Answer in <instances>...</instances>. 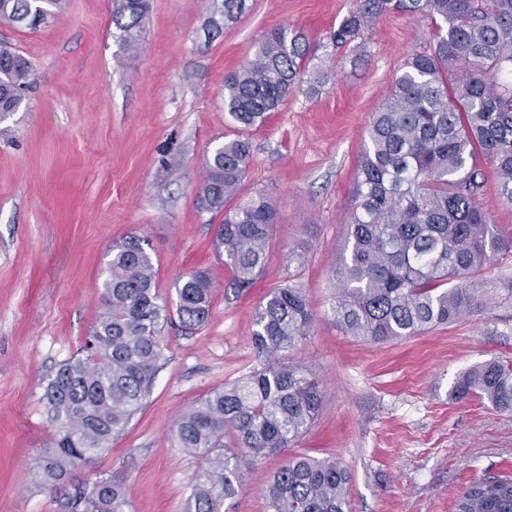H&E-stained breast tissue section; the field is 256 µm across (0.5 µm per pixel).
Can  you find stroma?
<instances>
[{"label":"stroma","instance_id":"1","mask_svg":"<svg viewBox=\"0 0 512 512\" xmlns=\"http://www.w3.org/2000/svg\"><path fill=\"white\" fill-rule=\"evenodd\" d=\"M249 3L215 36L211 0H150L133 54L112 35L113 0H67L34 30L0 21V45L33 69L19 111L0 119V512H66L67 498L103 475L124 485L127 512H185L204 456L178 445L177 417L253 363L254 311L284 285L312 307L291 359L321 390L293 451L347 468L351 512H456L462 485L512 477V413L452 394L472 366L512 361V304L380 343L346 335L332 312L366 127L406 56L429 47L430 20L381 15L330 58L321 46L354 0ZM280 26L317 46L311 65L327 79L315 95L296 88L245 132L252 160L240 196L265 192L277 212L264 271L242 291L214 249L219 220L196 195L214 147L234 132L224 77ZM134 236L149 242L169 306L178 279L209 272V322L192 334L165 325L164 357L126 432L63 484L37 486L32 469L51 442L42 381L79 355L103 308L112 247ZM284 460L247 469L233 512H269L264 489Z\"/></svg>","mask_w":512,"mask_h":512}]
</instances>
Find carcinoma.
Masks as SVG:
<instances>
[{"mask_svg": "<svg viewBox=\"0 0 512 512\" xmlns=\"http://www.w3.org/2000/svg\"><path fill=\"white\" fill-rule=\"evenodd\" d=\"M220 3L217 33L238 21L246 0ZM66 0H0V20L35 29ZM149 0H115L114 37L124 52L141 45ZM387 12L436 22L434 43L410 54L382 106L372 115L357 163L347 254L332 307L348 335L391 342L460 320L489 301L511 302L512 280L482 276L512 249L480 196L483 162L494 164L498 194L512 205V0H355L329 36L337 52ZM317 48L301 32L272 28L254 57L224 81V109L240 130L263 123L307 73ZM33 76L23 56L0 48V117L19 110ZM251 160L239 137L217 145L200 183L199 209L223 216L216 250H224L239 289L253 286L268 258L275 200L260 194L229 206ZM213 282L197 270L176 283V314L187 330L209 319ZM103 311L85 342L87 355L45 380L43 399L53 432L34 468L36 482L55 487L95 460L122 435L149 395L161 358L160 334L171 320L155 287L151 252L131 238L112 248ZM253 347L262 362L211 391L177 418L181 447L206 453L187 512H226L246 467L296 444L315 420L319 383L285 356L308 335L305 294L274 289L255 310ZM460 399L477 394L512 412V362L491 359L458 378ZM351 476L339 463L287 457L265 487L270 512H350ZM123 486L109 476L68 498V512H125ZM456 512H512V479L482 477L462 487Z\"/></svg>", "mask_w": 512, "mask_h": 512, "instance_id": "carcinoma-1", "label": "carcinoma"}]
</instances>
